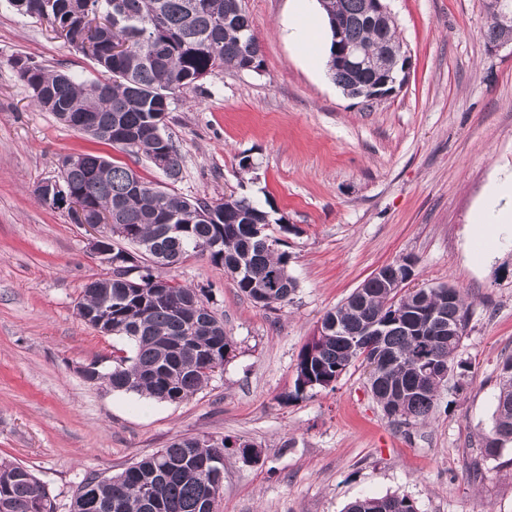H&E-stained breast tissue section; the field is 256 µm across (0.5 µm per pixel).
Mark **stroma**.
<instances>
[{
  "instance_id": "obj_1",
  "label": "stroma",
  "mask_w": 512,
  "mask_h": 512,
  "mask_svg": "<svg viewBox=\"0 0 512 512\" xmlns=\"http://www.w3.org/2000/svg\"><path fill=\"white\" fill-rule=\"evenodd\" d=\"M411 68L364 106L310 69L283 27L291 0H243L261 40L260 72H223L185 91L166 117L181 174L170 181L37 108L13 59L77 78L99 67L48 23L0 0V457L31 469L55 512L78 484L109 477L178 436L241 438L217 512H344L355 499L404 494L418 512H512V449L481 452L503 361L512 359V250L478 267L467 226L493 171L512 164V48L484 36L486 0H387ZM127 164L182 196L235 193L271 204L269 232L299 288L262 310L223 268L191 254L167 277L209 289L235 350L206 387L166 403L86 382L112 368L124 338L86 325L85 285L110 276L67 209L34 194L70 153ZM255 168L241 172V156ZM414 260L409 289L449 285L469 322L427 423L384 417L363 366L334 387L296 393V362L323 315L384 264Z\"/></svg>"
}]
</instances>
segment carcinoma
<instances>
[{"label": "carcinoma", "instance_id": "carcinoma-1", "mask_svg": "<svg viewBox=\"0 0 512 512\" xmlns=\"http://www.w3.org/2000/svg\"><path fill=\"white\" fill-rule=\"evenodd\" d=\"M331 32L328 68L343 88L404 72L402 43L395 22L368 23L369 0H318ZM22 14L45 20L53 31L88 54L106 74L91 82L65 71L32 63L20 78L33 102L75 128L95 119L92 137L130 156L162 158L163 174L178 178L181 154L164 129L179 95L224 71L261 68L260 42L241 0H10ZM118 12V27H91L96 14ZM485 38L512 42V23L501 25L486 3ZM126 44L119 54L113 47ZM347 45L362 46L373 67L336 65ZM106 91H99L102 82ZM90 170L69 171L73 194L90 221L101 212L116 214L112 230L116 253L143 245L147 281L130 288L113 275L86 286L77 315L88 326L128 339L130 356L113 358L112 370L92 383L115 392L135 393L161 402L185 400L202 390L233 351L224 320L210 305L209 292L162 275L190 252L209 257L230 273L255 306L275 309L290 302L298 288L288 271V253L266 233L270 212L247 196L218 202L185 197L141 178L132 168L85 153ZM165 256L166 262L152 259ZM109 310L111 324L98 326L91 314ZM469 320V308L451 286L409 291L394 286L393 275L370 277L346 301L327 312L318 334L301 349L296 388H328L354 362L362 361L373 399L385 417L399 425L427 422L441 379L424 361L453 366ZM385 335L367 336L376 322ZM512 446V359L503 363L492 423L482 436L483 454L499 457ZM245 463L261 450L241 439L183 436L107 478L86 477L74 491L70 512H215L227 455ZM0 512H55L46 486L28 467L0 459ZM345 512H417L406 495L362 497Z\"/></svg>", "mask_w": 512, "mask_h": 512}]
</instances>
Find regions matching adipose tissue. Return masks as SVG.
<instances>
[{"label": "adipose tissue", "mask_w": 512, "mask_h": 512, "mask_svg": "<svg viewBox=\"0 0 512 512\" xmlns=\"http://www.w3.org/2000/svg\"><path fill=\"white\" fill-rule=\"evenodd\" d=\"M479 212L467 238L470 246L479 247L481 262L490 263L512 247V172L493 175L480 198Z\"/></svg>", "instance_id": "obj_1"}]
</instances>
